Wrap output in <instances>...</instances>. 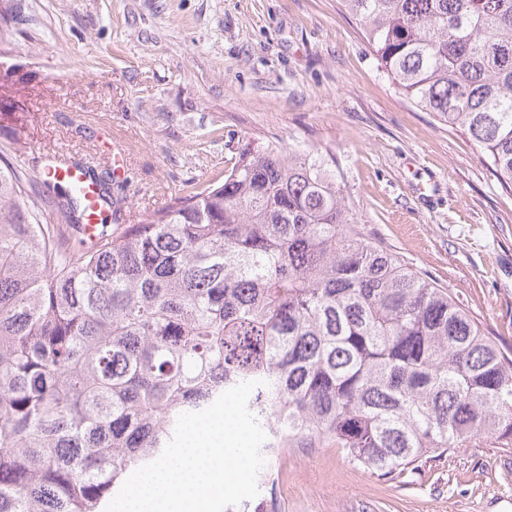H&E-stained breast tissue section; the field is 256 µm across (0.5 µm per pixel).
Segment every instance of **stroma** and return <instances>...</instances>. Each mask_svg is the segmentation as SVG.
I'll return each mask as SVG.
<instances>
[{
    "mask_svg": "<svg viewBox=\"0 0 512 512\" xmlns=\"http://www.w3.org/2000/svg\"><path fill=\"white\" fill-rule=\"evenodd\" d=\"M330 149L366 238L447 288L512 355V189L399 94L339 0H0V149L111 165L119 221L220 182L250 139ZM280 512H512V447L385 481L335 447L274 469Z\"/></svg>",
    "mask_w": 512,
    "mask_h": 512,
    "instance_id": "obj_1",
    "label": "stroma"
}]
</instances>
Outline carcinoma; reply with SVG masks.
<instances>
[{"instance_id": "obj_1", "label": "carcinoma", "mask_w": 512, "mask_h": 512, "mask_svg": "<svg viewBox=\"0 0 512 512\" xmlns=\"http://www.w3.org/2000/svg\"><path fill=\"white\" fill-rule=\"evenodd\" d=\"M412 105L512 188V0H341ZM329 151L248 142L94 241L78 190L0 154V512H103L183 412L258 381L271 461L330 445L383 479L468 444L512 447V356L367 240Z\"/></svg>"}]
</instances>
